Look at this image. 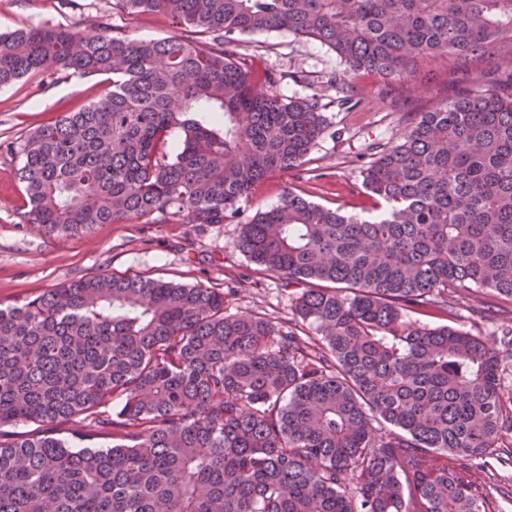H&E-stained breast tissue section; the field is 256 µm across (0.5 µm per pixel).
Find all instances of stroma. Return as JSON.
Segmentation results:
<instances>
[{
  "label": "stroma",
  "mask_w": 512,
  "mask_h": 512,
  "mask_svg": "<svg viewBox=\"0 0 512 512\" xmlns=\"http://www.w3.org/2000/svg\"><path fill=\"white\" fill-rule=\"evenodd\" d=\"M109 24L131 39H163L180 32L167 16L127 14L110 0H0V33L31 25H60L78 31ZM241 58L279 76L278 91L290 100L318 97L327 126L311 147L300 170L267 178L260 190L241 203L240 218L223 224H155L140 215L120 224H100L79 236L49 235L22 223L25 197L17 177L20 157L11 142L38 126L54 122L108 93L107 76L91 78L40 75L0 88V305L10 306L49 289L96 274L142 275L176 283L218 288L224 312L254 315L279 325L309 328L295 311L298 287H283L277 275L264 272L239 252L235 243L243 224L256 212L279 204L285 189L330 209L364 215L373 201L364 194L361 171L374 145L396 144L406 126L405 113L394 110L381 95L379 79L369 72L352 77L358 107L336 105L330 80L346 65L328 45L285 32L239 37ZM449 64L429 60L404 93L417 112L432 110L448 96ZM458 327L481 331L499 347L503 331L512 328V313L489 306L485 294L459 299ZM487 497L486 512H512V438H505L487 463L472 474Z\"/></svg>",
  "instance_id": "1"
}]
</instances>
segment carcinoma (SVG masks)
I'll list each match as a JSON object with an SVG mask.
<instances>
[{"mask_svg": "<svg viewBox=\"0 0 512 512\" xmlns=\"http://www.w3.org/2000/svg\"><path fill=\"white\" fill-rule=\"evenodd\" d=\"M179 37L35 25L0 35V87L110 75L112 90L15 146L20 219L80 235L132 214L222 224L268 176L305 163L319 99L237 58L288 32L385 92L447 56L449 83L512 54V0H115ZM207 34L203 45L196 35ZM183 132L168 154V133ZM363 220L289 191L235 247L302 286L307 338L224 314V293L140 275L73 280L0 307V512H484L471 469L512 436L507 370L451 326L470 291L512 302V71L485 69L375 153ZM421 314L439 324L412 319ZM89 422L112 446L50 426ZM42 423L24 434L12 428Z\"/></svg>", "mask_w": 512, "mask_h": 512, "instance_id": "obj_1", "label": "carcinoma"}]
</instances>
